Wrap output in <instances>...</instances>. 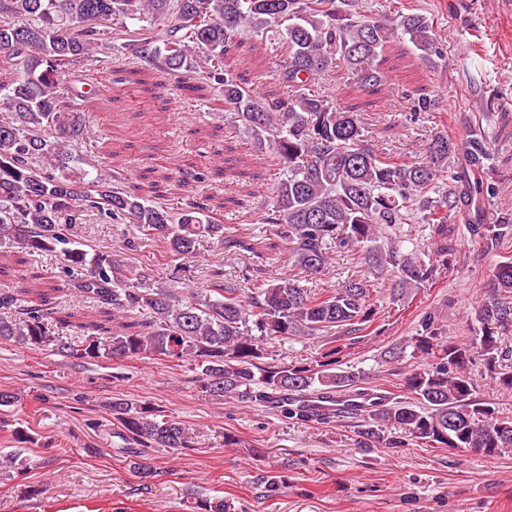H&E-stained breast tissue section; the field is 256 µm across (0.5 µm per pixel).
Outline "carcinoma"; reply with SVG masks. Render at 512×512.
<instances>
[{
	"instance_id": "1",
	"label": "carcinoma",
	"mask_w": 512,
	"mask_h": 512,
	"mask_svg": "<svg viewBox=\"0 0 512 512\" xmlns=\"http://www.w3.org/2000/svg\"><path fill=\"white\" fill-rule=\"evenodd\" d=\"M92 15L107 25L84 24ZM145 18L152 23L134 30L127 25ZM267 28L279 29L286 58L280 63L282 90L259 97L238 83L224 59L250 33ZM400 39L429 67L445 58L427 16L398 11L373 20L359 11V0H0V243L29 254L62 251L80 272L77 292L121 320L116 331L75 324L85 340L57 351L81 359L186 362L200 388L217 400H247L306 422L328 424L349 415L362 419L361 434L368 438L399 428L433 448L511 452L512 419L479 400L471 365L481 357L497 386L512 392V371L496 370L512 360L499 336V329L512 327V257L497 264L494 291L474 312L480 335L471 343L452 341L429 318L399 348L398 355L408 352L418 361L405 373L407 401L357 387L360 373L335 371L334 360L317 367L259 363L268 343L334 326L367 329L375 306L365 279L317 291L282 277L246 291L215 275L203 284L211 299L199 306L176 285L150 290L133 281L107 251L68 247L79 216L92 212L129 225L125 250L160 241L171 263L194 253L206 235L262 257L206 204L189 199L175 212L118 175L83 167L76 148L96 136L80 106L97 88L75 76L74 66L114 45L138 59L158 60L167 74L184 71L191 80L218 86L224 103L282 165L264 221L282 226L296 265L312 274L328 269L331 253L358 250L398 293L431 285L438 268L406 249L412 238L403 225L428 226L445 258L454 250L448 220L464 208L472 241L507 238L512 213L496 224L482 220L481 203L499 192L487 178L482 136L460 142L439 134L422 160L406 162L366 139L358 112L336 107L314 88L341 65L357 91L384 86L382 55ZM438 108L436 99L420 94L411 99L409 120ZM0 309L15 312L0 317V340L23 346L43 345L50 319L70 326L48 300L21 299L9 288H0ZM100 335L109 340L99 341ZM109 410L115 434L139 458L134 469L144 480L156 473L146 450L191 447L189 428L163 410L122 398L112 400ZM54 461L51 448L35 461L17 452L0 454V473L47 468Z\"/></svg>"
}]
</instances>
